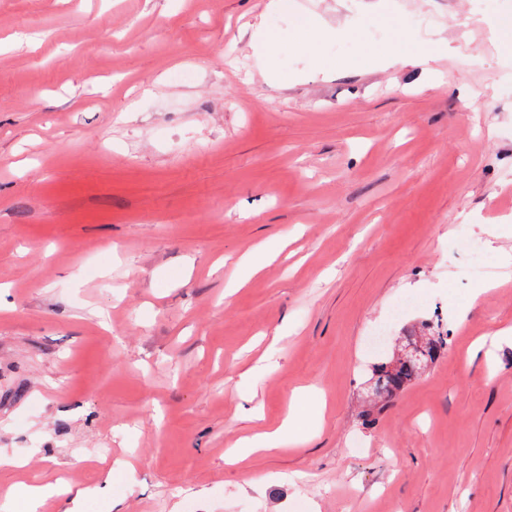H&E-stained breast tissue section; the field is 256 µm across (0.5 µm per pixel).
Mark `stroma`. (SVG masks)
<instances>
[{"label": "stroma", "instance_id": "stroma-1", "mask_svg": "<svg viewBox=\"0 0 512 512\" xmlns=\"http://www.w3.org/2000/svg\"><path fill=\"white\" fill-rule=\"evenodd\" d=\"M0 0V486L80 512H512V0ZM442 29L429 79L360 68ZM311 50L298 48L299 40ZM272 259L247 282L238 264ZM448 349L383 409L372 364ZM316 386L323 419L227 461ZM109 448L111 457L101 456ZM296 7L295 0H270L267 13L254 24L252 47L258 60L265 65L279 42L280 33L272 24L274 16L288 13ZM93 489H58L53 485L46 486H30L26 484H18L9 488L6 492V498L18 499L23 502L26 512L35 511L34 506L42 500L43 497L58 493L69 494L72 497L67 501L71 506L66 507L65 512H79L81 500L86 497Z\"/></svg>", "mask_w": 512, "mask_h": 512}]
</instances>
